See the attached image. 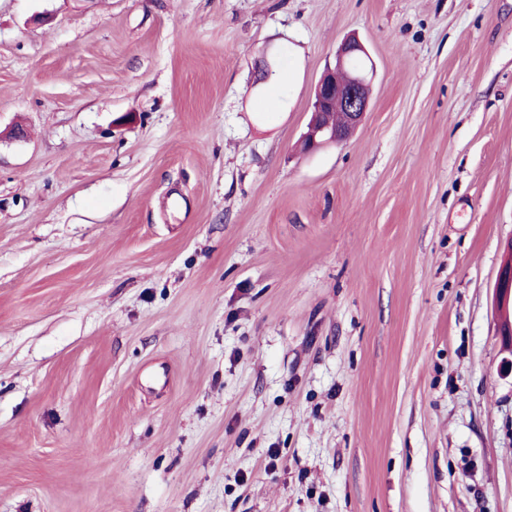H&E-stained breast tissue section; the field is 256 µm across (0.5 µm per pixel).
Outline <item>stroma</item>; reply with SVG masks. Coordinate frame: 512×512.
<instances>
[{
    "instance_id": "1",
    "label": "stroma",
    "mask_w": 512,
    "mask_h": 512,
    "mask_svg": "<svg viewBox=\"0 0 512 512\" xmlns=\"http://www.w3.org/2000/svg\"><path fill=\"white\" fill-rule=\"evenodd\" d=\"M511 239L512 0H0V512H512ZM359 59L367 68L354 69L353 61ZM364 45L355 37L346 39L336 51L334 68H327L321 75L312 100L314 116L326 125L311 121L301 137L304 152H311L328 145L343 142L348 133L363 120L370 105V88L374 67ZM341 74H345L344 79ZM341 106V112L337 107ZM335 110L334 112H329ZM344 112V117H343ZM344 119V126L341 125ZM330 123V124H327ZM495 302L498 312L512 310V261L499 271L495 285Z\"/></svg>"
}]
</instances>
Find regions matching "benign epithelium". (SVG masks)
Listing matches in <instances>:
<instances>
[{
	"label": "benign epithelium",
	"instance_id": "obj_1",
	"mask_svg": "<svg viewBox=\"0 0 512 512\" xmlns=\"http://www.w3.org/2000/svg\"><path fill=\"white\" fill-rule=\"evenodd\" d=\"M370 62L364 45L355 37L346 39L336 51L334 67L327 68L321 75L312 100L314 115L341 107L344 112V126L334 127L310 122L301 137L302 149L311 152L328 145L343 142L348 133L363 120L370 105V88L374 78L372 68H353V61ZM497 310H512V262L504 264L499 271L495 285ZM504 354L502 363L506 373H512V328L498 327Z\"/></svg>",
	"mask_w": 512,
	"mask_h": 512
}]
</instances>
